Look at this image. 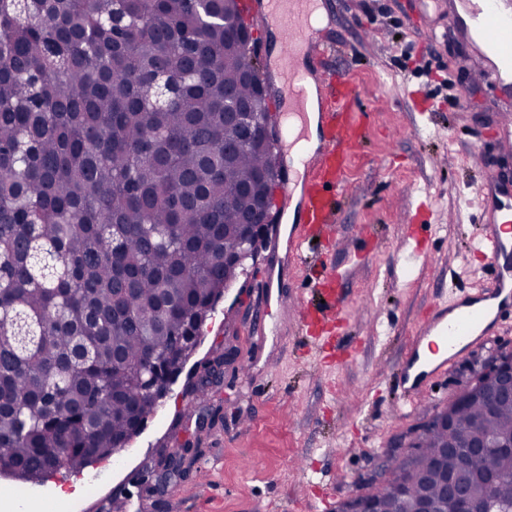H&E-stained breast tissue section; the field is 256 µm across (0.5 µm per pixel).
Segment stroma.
Here are the masks:
<instances>
[{
	"instance_id": "1",
	"label": "stroma",
	"mask_w": 512,
	"mask_h": 512,
	"mask_svg": "<svg viewBox=\"0 0 512 512\" xmlns=\"http://www.w3.org/2000/svg\"><path fill=\"white\" fill-rule=\"evenodd\" d=\"M321 2L327 20L317 40L359 86L367 114L348 174L356 190L337 215L339 243L328 255L310 246L331 267L349 251L362 257L345 282L347 351L333 350L332 336L316 341L292 329L287 301H257L272 273L289 287L315 285L313 267L296 264L280 241L276 261L259 259L217 304L196 355L130 447L42 484L0 475V512H104L113 498L128 499V512H336L384 473L393 437L428 420L491 356L512 350L507 324L400 409L391 376L428 306L483 285L477 189L512 172V144L494 134L512 93L484 80L456 0ZM446 76L465 91L460 105L439 86ZM228 345L236 363L198 401L190 391L197 365ZM199 405L213 420L202 433ZM187 442L197 450L187 478L165 491L133 488L143 465ZM67 488L73 496L61 497Z\"/></svg>"
}]
</instances>
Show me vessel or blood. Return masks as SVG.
<instances>
[{
  "label": "vessel or blood",
  "mask_w": 512,
  "mask_h": 512,
  "mask_svg": "<svg viewBox=\"0 0 512 512\" xmlns=\"http://www.w3.org/2000/svg\"><path fill=\"white\" fill-rule=\"evenodd\" d=\"M313 0H253L251 18L265 30L271 10H283L280 61L288 73L283 91L293 102V115L304 113L307 82L320 84L319 136L321 145L304 181H297L293 167H284L283 190L301 183V196L289 233L290 253L302 260V248L316 234L333 229L332 216L338 196L346 194L347 172L356 155L355 145L365 127V115L356 109L359 90L349 75L334 70L324 47L311 36L309 6ZM502 0H462L463 25L496 58L487 75L499 87L512 86V12L503 10ZM484 231L477 252L489 261L490 281L476 293L463 294L437 303L413 337L398 371L405 402H414L450 363L483 343L495 327L512 319V177L499 180L481 191ZM299 320L317 317L331 321L344 315L348 302L342 291L323 289L317 301L302 292L291 295Z\"/></svg>",
  "instance_id": "b4317fda"
}]
</instances>
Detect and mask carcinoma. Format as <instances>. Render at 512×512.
Masks as SVG:
<instances>
[{"instance_id":"cac0c4a2","label":"carcinoma","mask_w":512,"mask_h":512,"mask_svg":"<svg viewBox=\"0 0 512 512\" xmlns=\"http://www.w3.org/2000/svg\"><path fill=\"white\" fill-rule=\"evenodd\" d=\"M122 27L112 26L113 16ZM239 0H0V472L43 480L111 457L155 412L147 360L197 336L280 168ZM254 127L224 126L228 103ZM463 405L386 480L433 491L474 430ZM476 498L512 506V454L487 450Z\"/></svg>"}]
</instances>
